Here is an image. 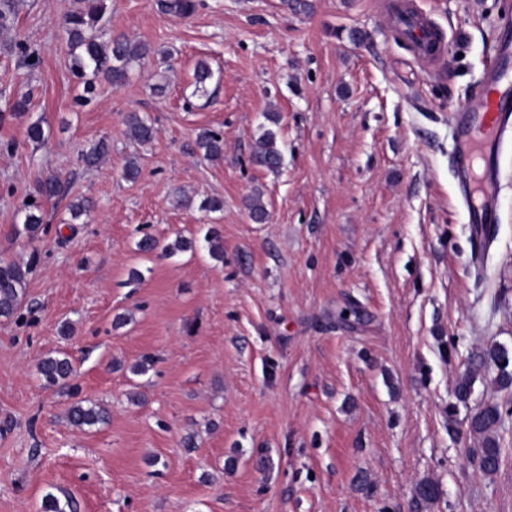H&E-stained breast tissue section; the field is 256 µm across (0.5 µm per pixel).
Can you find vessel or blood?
I'll return each instance as SVG.
<instances>
[{"instance_id":"vessel-or-blood-1","label":"vessel or blood","mask_w":512,"mask_h":512,"mask_svg":"<svg viewBox=\"0 0 512 512\" xmlns=\"http://www.w3.org/2000/svg\"><path fill=\"white\" fill-rule=\"evenodd\" d=\"M401 28L419 54L437 51L436 37L424 17L408 14ZM512 72V40L497 44L484 73L486 92L472 99L454 115L456 139L452 151L454 170L467 193L465 200L472 237V252L480 254L486 236L495 222L493 199L497 191V146L500 135L512 123V85L506 77Z\"/></svg>"}]
</instances>
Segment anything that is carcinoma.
I'll return each instance as SVG.
<instances>
[{
  "label": "carcinoma",
  "instance_id": "obj_1",
  "mask_svg": "<svg viewBox=\"0 0 512 512\" xmlns=\"http://www.w3.org/2000/svg\"><path fill=\"white\" fill-rule=\"evenodd\" d=\"M158 10L164 14L187 19L192 17L200 6V0H156ZM108 10L107 0H74V7L64 16L61 29L65 35L70 56V68L83 84V91L77 97V103L89 102L96 91V82L104 80L115 88L123 86L134 66L154 56V49L147 43L134 42L123 34H114L103 25ZM18 12L16 0H0V33L9 30ZM19 58L27 66L34 68L40 62L39 52L26 43L16 44ZM213 72L204 61L197 62L193 73V94H207V84ZM157 129L152 121L137 113H131L126 119V136L135 143H147L155 139ZM29 141L44 144L48 141L41 121L36 120L27 126ZM195 146L199 154L208 160L221 157L224 153V139L221 134L202 129L195 136ZM107 153V144L99 141L82 151L81 159L88 165L98 164ZM252 162L271 172L277 171L282 164V153L277 146L275 133L266 130L259 137L251 155ZM36 194L46 201L62 196V185L53 174L41 177L37 181ZM23 222L16 226L19 235L34 241L44 224L41 205L33 201L23 203ZM161 249L167 256L194 249V241L181 236L161 246L150 238L144 237L138 243L142 252ZM30 267L22 262L0 263V318H12L26 295ZM478 371L496 373L501 387H512V353L499 344H491L475 354L469 362L467 371L462 374L454 386L457 402L465 404L473 393V374ZM37 373L50 389L65 383L74 375L71 361L66 357H47L37 365ZM108 410L86 400L72 403L67 410V419L71 426L84 431L108 419ZM512 418V408L496 403H484L474 409L468 420L469 434L482 439L477 449L480 469L492 474L499 469L501 448L492 437L495 429L506 419Z\"/></svg>",
  "mask_w": 512,
  "mask_h": 512
}]
</instances>
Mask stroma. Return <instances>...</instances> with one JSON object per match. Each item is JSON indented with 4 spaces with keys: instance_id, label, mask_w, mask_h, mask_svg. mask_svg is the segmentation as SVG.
Returning <instances> with one entry per match:
<instances>
[{
    "instance_id": "obj_1",
    "label": "stroma",
    "mask_w": 512,
    "mask_h": 512,
    "mask_svg": "<svg viewBox=\"0 0 512 512\" xmlns=\"http://www.w3.org/2000/svg\"><path fill=\"white\" fill-rule=\"evenodd\" d=\"M310 2L204 0L182 19L109 0L113 32L171 59L118 89L98 82L83 108L61 38L73 0H23L0 35V111L32 96L25 117L0 122V262L38 256L17 314L0 319V512H41L49 494L73 512H419L422 480L439 490L426 512H512V431L484 474L453 396L470 355L512 350V142L479 276L451 162V114L478 92L512 0H413L445 36L431 63L395 33L394 0ZM201 60L213 78L196 97ZM132 112L155 123L151 143L126 137ZM36 120L47 144L26 137ZM202 128L222 134L221 159L196 154ZM267 128L275 172L251 161ZM101 139L106 158L79 163ZM50 170L67 200L95 207L74 219L46 204L32 242L15 226ZM256 192L261 224L246 206ZM207 197L223 210H202ZM146 235L196 250L145 254ZM61 354L76 376L44 388L36 365ZM146 356L152 370L133 375ZM78 399L109 420L76 430Z\"/></svg>"
}]
</instances>
